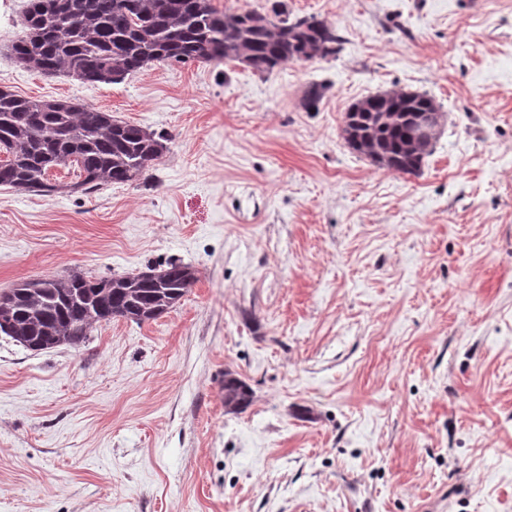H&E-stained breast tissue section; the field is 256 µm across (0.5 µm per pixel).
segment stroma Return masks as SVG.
<instances>
[{"label":"stroma","mask_w":512,"mask_h":512,"mask_svg":"<svg viewBox=\"0 0 512 512\" xmlns=\"http://www.w3.org/2000/svg\"><path fill=\"white\" fill-rule=\"evenodd\" d=\"M24 2L0 0V87L166 149L145 182L1 186L0 293L173 259L197 280L78 346L0 334V512H512V0H283L336 58L97 85L14 64ZM387 90L444 112L420 174L342 136ZM224 407L241 412L252 403L253 392L249 385L231 372L224 374Z\"/></svg>","instance_id":"1"}]
</instances>
